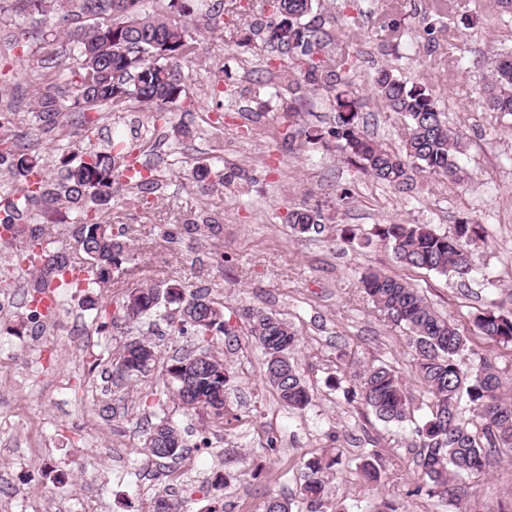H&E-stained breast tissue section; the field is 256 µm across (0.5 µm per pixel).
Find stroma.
I'll use <instances>...</instances> for the list:
<instances>
[{
    "label": "stroma",
    "instance_id": "stroma-1",
    "mask_svg": "<svg viewBox=\"0 0 512 512\" xmlns=\"http://www.w3.org/2000/svg\"><path fill=\"white\" fill-rule=\"evenodd\" d=\"M261 3L224 0L230 10L253 5L249 22L199 37L186 95L172 106L170 123L153 126L149 113L133 105L104 117L78 141V149L101 150L112 136H122L131 162L156 168L163 181L152 194L122 192L113 206L112 223L138 258L113 270L112 287L97 291L96 310L82 298H64L54 330L40 336L22 314L0 320V496L9 497L10 512L38 504L50 512H151L162 489L159 475L180 466L144 450L146 431L160 417L181 431L197 458L196 473L173 492L183 512L224 505L262 512L268 494L296 493L309 459L335 455L342 463L327 478L343 512H363L383 499L407 512H512V452L495 455L484 473L454 480L448 498L428 496L418 488L409 452L426 406L415 404L408 421L385 424L367 418L351 384L333 383L340 366L360 369L376 360L404 378L413 376L408 335L384 320L360 290L368 268L417 284L512 383V348L473 333L474 316L492 303L512 314V116L478 104L500 19L490 0H451L435 43L427 44L416 31L429 0H322L315 10V17H336L326 29L333 47L342 48L348 31L356 32L362 73L389 65L407 82L434 86L449 126L464 135L467 148L458 162L468 182L455 187L419 174L403 192L364 177L321 145L295 151L276 139L288 124L280 109L287 74L272 71V92L245 91L272 56L248 28L260 19ZM477 13L484 27L466 30V17ZM393 19L401 23L395 34L387 28ZM15 33L10 18L0 19V101L21 97L9 123L18 133L35 124L38 86L16 76V52L7 45ZM359 121L365 134L392 145L404 132L402 117L373 101ZM218 152L226 160L224 184L199 193L192 172ZM302 205L319 206L334 224L319 235L292 233L280 218ZM466 215L485 226L487 238L465 281L400 266L375 235L377 225L393 220L444 233ZM188 218L202 220L198 232H185ZM166 279L206 293L234 326L235 341L220 338L211 352L230 376L226 404L241 416V429H218L163 392L166 367L195 348L193 337L179 335L168 319L149 331L159 356L155 369L113 384L112 362L131 338L112 325L123 293ZM248 308L277 313L298 331L295 361L316 392L302 413L288 412L265 383L263 356L244 316ZM30 422L40 426L43 454L28 449ZM370 436L387 450L381 481L372 488L356 479L372 451ZM117 446L120 462L101 468L98 455Z\"/></svg>",
    "mask_w": 512,
    "mask_h": 512
}]
</instances>
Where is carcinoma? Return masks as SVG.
<instances>
[{
  "mask_svg": "<svg viewBox=\"0 0 512 512\" xmlns=\"http://www.w3.org/2000/svg\"><path fill=\"white\" fill-rule=\"evenodd\" d=\"M143 0H11L14 17L21 20V35L48 41L63 36L70 51L81 60L80 68L68 84L62 85L58 57L47 55L39 62L35 79L45 91L36 92L33 111L35 135L49 134L64 127V112L79 113L92 127L104 112H123L137 104L157 114L177 102L184 92L186 64L198 52V40L181 23V18H198L197 29L213 31L222 14L207 7L206 0H167L162 13H147ZM267 16L252 24L254 35L264 45L276 49L279 65L288 74L295 93L282 100V111L292 116L303 108L302 87L322 89L336 112L334 125L326 129L293 126L284 142L303 147L320 144L345 156L356 170L394 189L410 184L422 173L460 185L468 174L459 166L458 155L466 143L463 134L444 120L435 90L427 83L411 86L382 66L370 77L371 98L390 112L402 116L405 132L401 144L392 147L366 137L360 130L362 98L347 74L359 68L358 54L350 49L335 53L325 39L322 26H313L306 17L319 0H265ZM448 0H435L434 13L422 17L423 33L432 35L436 24L447 15ZM58 14L55 23L49 15ZM479 102L487 112L512 115V50L504 47L496 54L490 74L479 90ZM127 145L110 143L109 149L80 151L60 160L57 176L46 174L43 166L17 139H0V224L11 244L25 238V249L18 254L21 264L38 262L41 253L48 260L30 273L28 289L35 295L50 293L53 283L67 273L87 269L92 277L75 280L71 288H102L112 284V268L134 261L130 244L112 231L107 215L123 186L153 193L156 179L132 165L123 183L117 178L116 161L125 159ZM67 209L74 227L73 240L82 253L77 260L64 247L55 246L47 224L57 207ZM326 217L318 207L302 206L288 210L284 222L298 235L322 233ZM484 236L483 225L465 216L448 234H440L427 224L392 222L381 226L378 237L391 247L394 257L411 270L468 278L473 271L472 254ZM363 292L375 308L395 326L411 334L414 376L430 401V413L417 428L419 443L413 463L420 471L422 485L430 496H444L451 479L481 473L491 453L512 450V397L504 393L505 380L485 357L463 366L465 352L473 351L465 336L448 315L428 301L424 293L401 276L368 271L361 277ZM178 304V317L171 320L178 334L195 337L209 344L215 337H236L224 319V310L205 294L186 291L169 281L149 287H136L124 297L122 321L132 329L161 308ZM250 333L264 355L263 378L275 390L280 404L290 411L312 404L314 393L294 366L293 351L299 336L291 325L272 313L259 309L245 312ZM474 335L498 344L512 343V315L487 309L473 319ZM196 350L173 359L167 367L171 391L184 406L218 419L229 429L239 415L226 405L228 375L223 361L206 354L199 364ZM157 353L147 338H137L124 346L113 364L112 376L131 380L151 370ZM354 383L361 406L383 423H399L411 417L415 400L401 375L386 363L373 364L351 373L341 372L338 381ZM471 405L473 418L459 413L462 398ZM145 445L156 459L176 460L185 448L179 430L160 419L146 433ZM382 451L373 450L362 461L358 477L364 483L381 479ZM340 464L339 458L315 457L299 487L298 497L270 495L263 512H329L324 474Z\"/></svg>",
  "mask_w": 512,
  "mask_h": 512,
  "instance_id": "obj_1",
  "label": "carcinoma"
}]
</instances>
